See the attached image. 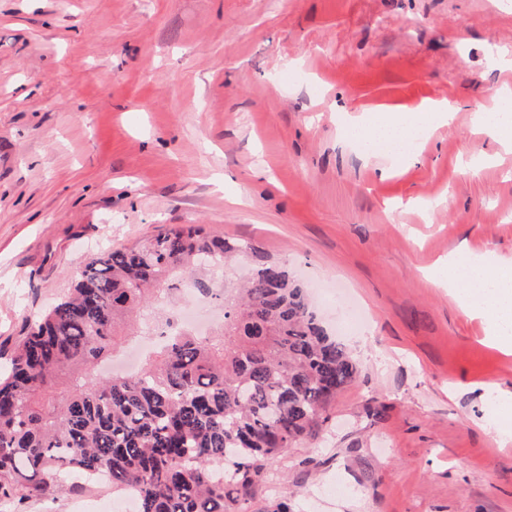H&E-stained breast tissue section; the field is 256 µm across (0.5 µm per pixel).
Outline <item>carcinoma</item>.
Segmentation results:
<instances>
[{
	"label": "carcinoma",
	"instance_id": "cac0c4a2",
	"mask_svg": "<svg viewBox=\"0 0 512 512\" xmlns=\"http://www.w3.org/2000/svg\"><path fill=\"white\" fill-rule=\"evenodd\" d=\"M251 276L212 336L184 327L150 366L94 371L182 299L217 298L230 254ZM358 366L305 288L248 243L178 225L90 258L68 295L29 328L0 380V501L21 503L98 474L135 512H247L272 460L316 435Z\"/></svg>",
	"mask_w": 512,
	"mask_h": 512
}]
</instances>
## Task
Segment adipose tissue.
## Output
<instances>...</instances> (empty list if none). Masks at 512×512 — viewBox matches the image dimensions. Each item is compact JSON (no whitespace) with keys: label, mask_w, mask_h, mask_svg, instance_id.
<instances>
[{"label":"adipose tissue","mask_w":512,"mask_h":512,"mask_svg":"<svg viewBox=\"0 0 512 512\" xmlns=\"http://www.w3.org/2000/svg\"><path fill=\"white\" fill-rule=\"evenodd\" d=\"M453 110V104L447 101L433 113L383 110L353 120L344 136L367 153L408 160L412 145L429 133L433 123L448 121ZM476 122L489 137L504 145L512 143V96L495 97L491 107L477 113ZM431 285L454 292L461 313L481 320L487 335L503 349L512 351V269L492 268L475 259L465 271L451 272L449 279L432 278Z\"/></svg>","instance_id":"ef3b65f1"}]
</instances>
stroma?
Listing matches in <instances>:
<instances>
[{
    "instance_id": "1",
    "label": "stroma",
    "mask_w": 512,
    "mask_h": 512,
    "mask_svg": "<svg viewBox=\"0 0 512 512\" xmlns=\"http://www.w3.org/2000/svg\"><path fill=\"white\" fill-rule=\"evenodd\" d=\"M506 51L512 0H0V366L92 247L204 224L285 264L359 366L248 512H512V426L489 416L512 354L428 282L452 255L512 260V148L474 123ZM446 100L389 176L343 138Z\"/></svg>"
}]
</instances>
